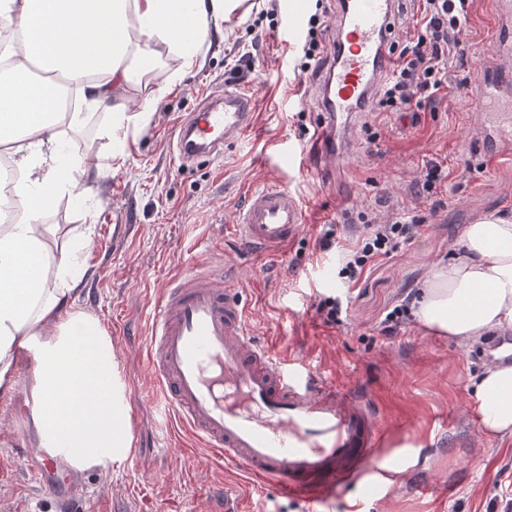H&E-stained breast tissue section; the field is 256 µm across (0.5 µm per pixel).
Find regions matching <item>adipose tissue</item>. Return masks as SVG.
Here are the masks:
<instances>
[{"instance_id": "obj_1", "label": "adipose tissue", "mask_w": 512, "mask_h": 512, "mask_svg": "<svg viewBox=\"0 0 512 512\" xmlns=\"http://www.w3.org/2000/svg\"><path fill=\"white\" fill-rule=\"evenodd\" d=\"M242 3L0 0V156L12 172L0 185V394L24 385L38 448L69 472L112 473L134 444L112 336L75 303L87 273L78 256L92 238L57 243L46 222L58 197L86 201L96 189L73 136L85 113H102L112 145L105 166L123 169L128 132L150 127L156 97L203 64V44ZM159 75L163 85L151 87ZM143 89L146 103L130 108L131 91ZM416 315L428 332L458 341L512 330V220L486 214L466 225L461 251L424 281ZM475 400L483 432L511 434L512 364L489 365Z\"/></svg>"}]
</instances>
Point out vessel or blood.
<instances>
[{
    "instance_id": "obj_1",
    "label": "vessel or blood",
    "mask_w": 512,
    "mask_h": 512,
    "mask_svg": "<svg viewBox=\"0 0 512 512\" xmlns=\"http://www.w3.org/2000/svg\"><path fill=\"white\" fill-rule=\"evenodd\" d=\"M497 33L480 72L481 142L488 157L512 148V0H493ZM394 0H344L336 15L339 50L325 79L323 125L351 132L388 67ZM249 94H209L175 131L183 164L225 154L256 126ZM280 163L335 167L336 154L277 144ZM302 208L285 186L271 183L244 198L233 232L239 242L273 255L300 231ZM155 315L140 350L154 380L149 403L170 421L169 438L189 434L213 459L244 472L252 485L315 505L336 486L370 468L378 454L379 421L372 405L306 366L286 369L249 332V306L222 250L172 276L154 299ZM47 491L68 502L59 463Z\"/></svg>"
}]
</instances>
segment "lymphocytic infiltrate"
I'll return each mask as SVG.
<instances>
[{
	"label": "lymphocytic infiltrate",
	"instance_id": "lymphocytic-infiltrate-1",
	"mask_svg": "<svg viewBox=\"0 0 512 512\" xmlns=\"http://www.w3.org/2000/svg\"><path fill=\"white\" fill-rule=\"evenodd\" d=\"M472 7L473 0H418L415 24L405 41H391L388 47L392 72L375 91L380 111L417 112L439 101L448 85V56L460 50V33ZM424 222L414 210L384 222L365 215L354 227L329 225L318 242L322 251L337 247L345 252L339 275L354 285L379 261L410 243Z\"/></svg>",
	"mask_w": 512,
	"mask_h": 512
}]
</instances>
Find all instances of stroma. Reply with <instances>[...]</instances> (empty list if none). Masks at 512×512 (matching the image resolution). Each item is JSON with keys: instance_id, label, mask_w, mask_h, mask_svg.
Returning a JSON list of instances; mask_svg holds the SVG:
<instances>
[{"instance_id": "1", "label": "stroma", "mask_w": 512, "mask_h": 512, "mask_svg": "<svg viewBox=\"0 0 512 512\" xmlns=\"http://www.w3.org/2000/svg\"><path fill=\"white\" fill-rule=\"evenodd\" d=\"M489 2L475 0L465 55L449 56L448 88L435 110L407 127L399 115L370 105L357 119L355 138L337 141L343 168L332 181L315 168L277 165L270 145L316 146L324 78L296 65L309 16L321 4L334 20L336 0H306L299 19L287 0H247V11L209 46L203 66L159 99L150 128L130 133L125 168L103 172L89 213L65 198L55 203L49 223L92 229L79 305L107 326L126 325L125 335L112 341L130 388L134 433L121 471L74 477L68 512H141L147 500L157 512H209L216 485L238 484L232 466H218L184 442L167 443L163 417L142 401L154 382L136 338L145 331L153 296L168 276L191 269L212 247L222 248L239 272L255 340L367 396L379 417L376 463L341 484L322 512H349L355 503L359 512H512V435L492 437L480 429L472 390L487 362L474 341L431 335L415 321L393 337L379 333L386 313L419 291L436 263L459 252L465 225L490 213L512 219V152L490 161L477 135L482 113L474 90L491 52ZM270 9L278 22H294L295 33L258 24ZM245 51L257 58L240 84L256 104L255 132L224 156L183 167L172 145L179 118L229 83L234 60ZM430 159L445 174L438 209L411 192ZM273 181L297 196L306 222L285 254L258 261L224 228L235 223L248 190ZM407 209L427 217L420 236L346 288L339 255H324L317 246L324 225L347 213L387 216ZM320 291L340 296L341 325L327 326L316 316L312 303ZM22 399L18 392L11 402L0 400V512H60L16 453L28 435L15 417Z\"/></svg>"}]
</instances>
